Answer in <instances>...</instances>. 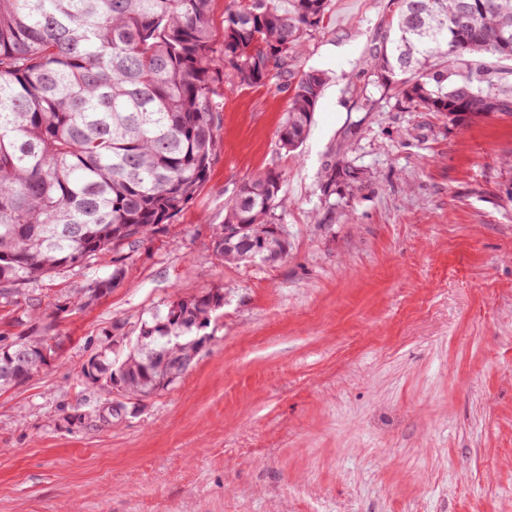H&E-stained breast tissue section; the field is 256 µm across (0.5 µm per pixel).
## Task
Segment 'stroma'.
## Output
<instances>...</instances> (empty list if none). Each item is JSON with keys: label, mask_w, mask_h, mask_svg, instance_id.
<instances>
[{"label": "stroma", "mask_w": 512, "mask_h": 512, "mask_svg": "<svg viewBox=\"0 0 512 512\" xmlns=\"http://www.w3.org/2000/svg\"><path fill=\"white\" fill-rule=\"evenodd\" d=\"M391 0H331L306 36L322 70L306 141L278 143L280 77L225 78L220 152L170 224L31 287L49 320L0 307V345L52 333L49 366L0 390V512H512V115L416 112L365 66ZM361 182L338 188L332 164ZM283 174L288 255L212 245L236 187ZM219 290L213 335L174 385L113 416L83 365L113 325ZM78 423H69L73 414ZM359 180V172L353 167L351 164L338 165L336 164L330 166L326 179L322 184V195L324 197L325 205H328V208L333 209L336 206V199L331 201L333 196H336V185L339 187L341 185H346L351 187ZM113 267L112 273L109 276L92 280L83 288H80L73 297V303L80 306L90 305L95 300L111 293L112 288H116L124 276L122 266L115 264Z\"/></svg>", "instance_id": "obj_1"}]
</instances>
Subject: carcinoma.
<instances>
[{
    "label": "carcinoma",
    "mask_w": 512,
    "mask_h": 512,
    "mask_svg": "<svg viewBox=\"0 0 512 512\" xmlns=\"http://www.w3.org/2000/svg\"><path fill=\"white\" fill-rule=\"evenodd\" d=\"M331 0H232L224 36L214 47L211 0H0V304L22 307L29 287L63 269H82L123 245L141 243L189 203L207 180L220 138L216 121L224 71L240 85L288 78L281 148L306 140L326 75L299 66L305 36L323 28ZM377 33L370 67L411 108L441 112L458 126L512 112V97L471 69L451 79L446 60L512 58V0H395ZM358 170L330 166L322 184L332 209L336 187ZM283 174L274 169L242 181L214 234L226 262L248 260L251 242L263 261L287 254L282 223ZM237 231L228 238L226 225ZM124 276L112 273L79 289L86 306ZM218 292L176 299L142 320L150 337L125 354L115 376L112 337L82 374L123 397L149 396L175 384L174 364L197 350L215 313ZM48 339L0 347V389L17 385L7 358L36 356Z\"/></svg>",
    "instance_id": "carcinoma-1"
}]
</instances>
